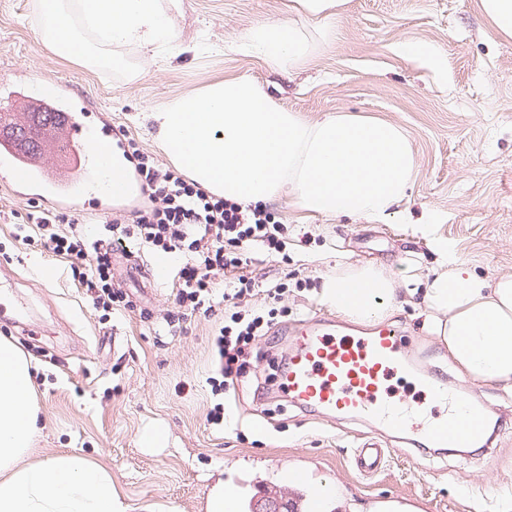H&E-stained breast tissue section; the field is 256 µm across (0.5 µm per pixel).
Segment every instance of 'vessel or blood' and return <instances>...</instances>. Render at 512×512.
Returning <instances> with one entry per match:
<instances>
[{"label": "vessel or blood", "instance_id": "obj_1", "mask_svg": "<svg viewBox=\"0 0 512 512\" xmlns=\"http://www.w3.org/2000/svg\"><path fill=\"white\" fill-rule=\"evenodd\" d=\"M60 138L68 146V175L53 179L56 208L71 207L74 181L86 172L88 153L76 116H67ZM408 381L420 398L396 394L394 381ZM275 398L304 412L371 425L385 432L410 435L415 444L444 447L478 443L487 427L477 388H452L434 372L418 369L408 353V335L382 324L369 335L352 337L329 318H309L289 333L283 363L270 384ZM387 454L377 439L361 442L355 456L358 471L377 473Z\"/></svg>", "mask_w": 512, "mask_h": 512}]
</instances>
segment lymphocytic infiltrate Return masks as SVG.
<instances>
[{
	"label": "lymphocytic infiltrate",
	"instance_id": "lymphocytic-infiltrate-1",
	"mask_svg": "<svg viewBox=\"0 0 512 512\" xmlns=\"http://www.w3.org/2000/svg\"><path fill=\"white\" fill-rule=\"evenodd\" d=\"M125 143L149 206L113 217L106 239L94 238L91 227L76 219L69 222V231H62V216L34 207L22 221L36 225L39 236L26 235L22 241H37L68 259L73 280L84 288L93 310L107 318L133 305L115 283L117 252L135 244L173 256L178 309L167 313L166 323L195 314L208 318L216 307L224 309L212 343L215 370L209 379L212 394H220L247 379L263 355L260 339L288 314L287 278L260 290L247 273L256 253L287 261L288 227L267 205L244 207L207 193L178 170L159 165L135 138L126 137ZM219 276L225 282L221 292L215 282Z\"/></svg>",
	"mask_w": 512,
	"mask_h": 512
}]
</instances>
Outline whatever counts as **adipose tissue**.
Wrapping results in <instances>:
<instances>
[{"label":"adipose tissue","mask_w":512,"mask_h":512,"mask_svg":"<svg viewBox=\"0 0 512 512\" xmlns=\"http://www.w3.org/2000/svg\"><path fill=\"white\" fill-rule=\"evenodd\" d=\"M342 0H294L292 18L264 21L244 35L247 50L272 71L303 67L332 42ZM42 42L91 70L132 72L140 56L199 52L185 42L169 0H37ZM163 153L208 192L241 205L288 198L300 211L385 220L418 175L413 142L399 125L350 113L311 120L284 108L252 78L211 82L144 113ZM98 177L85 190L137 194L133 166L104 138ZM413 236L436 256L428 274L402 279L371 262L340 263L323 277L320 304L353 320L383 319L399 297L421 296L434 334L462 375L512 389V274L481 276L458 260L432 220ZM31 361L0 338V512H123L112 475L69 452L28 456L38 428Z\"/></svg>","instance_id":"obj_1"}]
</instances>
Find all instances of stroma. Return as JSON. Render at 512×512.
Listing matches in <instances>:
<instances>
[{
    "instance_id": "35a3bbf8",
    "label": "stroma",
    "mask_w": 512,
    "mask_h": 512,
    "mask_svg": "<svg viewBox=\"0 0 512 512\" xmlns=\"http://www.w3.org/2000/svg\"><path fill=\"white\" fill-rule=\"evenodd\" d=\"M289 5L181 0L176 23L184 38L203 36L216 51L165 64L140 58L139 75L131 79L87 69L42 44L36 0H0V82L27 74L28 94L38 98L42 87L65 81L62 105L79 106L83 122L105 137L122 131L135 137L163 166L169 160L143 112L240 74L312 120L349 112L401 125L419 173L383 222L309 215L287 198L271 201L290 227V261L284 266L256 256L253 276L262 289L285 270L300 282L284 300L288 317L274 328V351L285 349L289 326L332 316L316 292L337 260L374 262L398 276L416 261L429 269L434 256L410 227L430 213L479 274L512 273V39L488 24L479 0H346L334 19L336 40L303 69L275 73L243 51L239 39L258 22L287 16ZM407 41L437 49L445 72L404 57L399 47ZM13 188V175L0 167V318L6 322L0 337L32 359L41 427L33 459L82 453L110 471L126 512H207L218 483L253 476L273 482L287 467L306 470L343 499L345 512H377L385 495L413 500L415 512H498L497 492H512V392L494 381L484 397L489 410L504 414L491 448H461L420 466V449L392 439L389 461L370 478L353 466L363 425L308 415L264 395L267 361L226 392L230 414L210 424L213 323L189 316L170 332L164 317L178 290L170 268L141 252L138 271L120 279L136 310L100 320L66 260L17 236L22 215L33 205L50 208L51 197L23 199ZM148 202L142 193L111 213L99 198L82 195L75 206L101 237L113 214H131ZM385 321L412 337L425 367L458 383L446 344L425 328L420 298L399 304ZM150 427L165 436L154 448L139 440Z\"/></svg>"
}]
</instances>
